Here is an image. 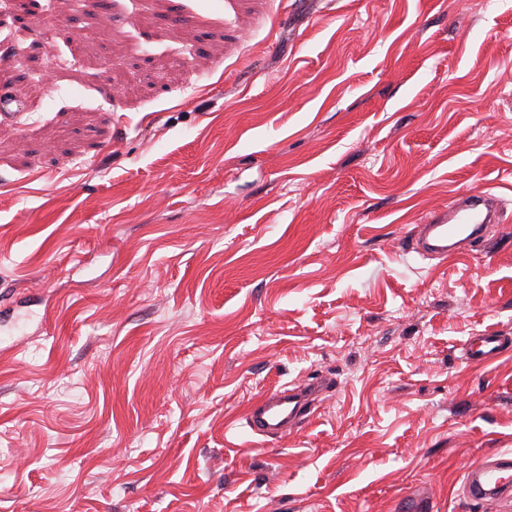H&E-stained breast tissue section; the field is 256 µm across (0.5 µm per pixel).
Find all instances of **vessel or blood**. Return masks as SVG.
<instances>
[{"instance_id":"b4317fda","label":"vessel or blood","mask_w":512,"mask_h":512,"mask_svg":"<svg viewBox=\"0 0 512 512\" xmlns=\"http://www.w3.org/2000/svg\"><path fill=\"white\" fill-rule=\"evenodd\" d=\"M496 199L486 192L453 197L447 211L433 222L418 227V249L436 257L461 252L479 238L485 225L499 222ZM507 349L504 336L485 329L471 336L463 348L472 365H487ZM328 382L315 377L291 388L281 387L263 394L249 406L245 420L259 436L282 434L304 420L328 391ZM463 490L472 501L485 502L512 497V452L496 451L476 464L466 475Z\"/></svg>"}]
</instances>
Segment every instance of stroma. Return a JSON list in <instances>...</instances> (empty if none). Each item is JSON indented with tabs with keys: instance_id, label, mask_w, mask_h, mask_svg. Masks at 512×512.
Instances as JSON below:
<instances>
[{
	"instance_id": "1",
	"label": "stroma",
	"mask_w": 512,
	"mask_h": 512,
	"mask_svg": "<svg viewBox=\"0 0 512 512\" xmlns=\"http://www.w3.org/2000/svg\"><path fill=\"white\" fill-rule=\"evenodd\" d=\"M0 6V512H512V0ZM503 221L415 251L466 191ZM320 376L287 435L245 422ZM510 346L500 333L485 329L470 336L463 348V357L469 364L487 365L499 358ZM464 493L475 502L510 499L512 453L496 451L476 464L466 475Z\"/></svg>"
}]
</instances>
